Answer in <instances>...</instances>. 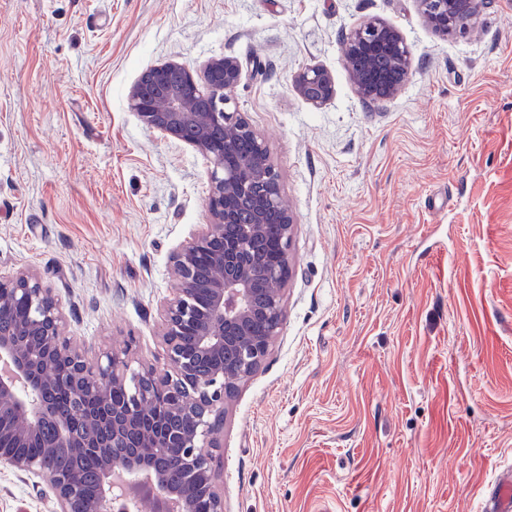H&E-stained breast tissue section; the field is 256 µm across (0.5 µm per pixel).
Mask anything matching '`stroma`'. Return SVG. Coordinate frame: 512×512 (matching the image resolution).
I'll use <instances>...</instances> for the list:
<instances>
[{"mask_svg":"<svg viewBox=\"0 0 512 512\" xmlns=\"http://www.w3.org/2000/svg\"><path fill=\"white\" fill-rule=\"evenodd\" d=\"M371 18L413 55L380 110L341 41ZM224 56L296 219L280 334L224 413V512H482L512 469V0L448 41L416 0H0V275L37 272L75 345L162 357L213 165L128 94ZM310 65L335 77L319 107ZM55 510L0 465V512ZM295 92L312 106L328 102L335 93V78L324 66L312 65L298 72L293 79Z\"/></svg>","mask_w":512,"mask_h":512,"instance_id":"stroma-1","label":"stroma"}]
</instances>
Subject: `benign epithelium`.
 <instances>
[{"label":"benign epithelium","mask_w":512,"mask_h":512,"mask_svg":"<svg viewBox=\"0 0 512 512\" xmlns=\"http://www.w3.org/2000/svg\"><path fill=\"white\" fill-rule=\"evenodd\" d=\"M426 24L444 39L465 38L489 0H416ZM344 58L361 60L364 70L350 72L360 99L371 107L392 100L409 77L411 53L393 27L370 20L343 36ZM388 72L375 70L378 59ZM181 72L190 92L172 86L168 74ZM243 65L232 56L207 61L202 75L175 62L149 69L152 93L135 84L128 104L149 128L183 142L213 163L208 223L198 225L170 256L177 288L160 305L159 336L166 366L136 360L130 345L90 353L70 346L61 302L30 270L0 276V464L46 479L58 512H127L129 490L137 485L155 502V512H200L187 472L207 478L205 512H224V492L215 482L214 451L224 425L225 406L239 383L250 379L267 359L284 319L283 292L291 274L290 244L295 219L281 191L280 176L265 141L228 95L242 78ZM295 92L319 107L335 93V78L312 65L293 79ZM231 132L219 142L214 126ZM252 142L240 159L235 137ZM250 214L247 239L227 236L224 228ZM281 211V225L270 239L266 211ZM211 275H201V264ZM207 295L204 315L197 294ZM22 314H17V310ZM194 329L195 353L182 352V336ZM38 335L42 344L26 350L23 338ZM66 371L76 395L63 410L52 399L46 375ZM135 379L133 400L117 404L112 394ZM187 419L191 426L176 424ZM52 424L55 438L42 441L46 453L28 448ZM135 438L138 448H157L171 465L157 468L144 456L112 455L119 440ZM56 448L69 449L74 464H56ZM98 459L96 490L85 498L84 480L75 461Z\"/></svg>","instance_id":"benign-epithelium-1"}]
</instances>
